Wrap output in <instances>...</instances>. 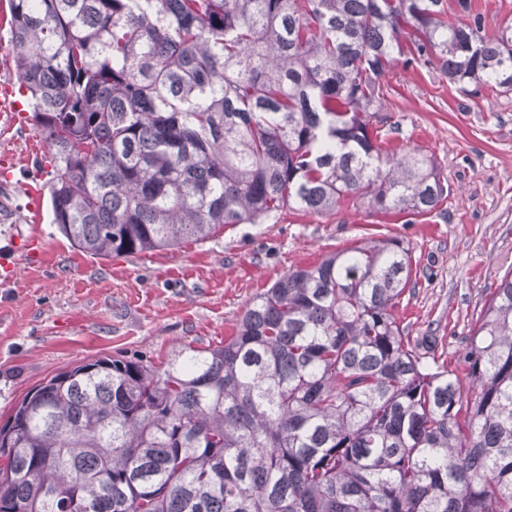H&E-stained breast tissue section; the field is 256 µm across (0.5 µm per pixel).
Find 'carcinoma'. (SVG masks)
Here are the masks:
<instances>
[{"mask_svg": "<svg viewBox=\"0 0 512 512\" xmlns=\"http://www.w3.org/2000/svg\"><path fill=\"white\" fill-rule=\"evenodd\" d=\"M52 223L134 255L354 194L425 214L448 181L369 133L394 50L512 91V21L471 0H8ZM397 238L288 270L224 345L102 357L0 427V512H512V272L439 362L400 325ZM473 2L474 12L482 17L483 30L489 36L497 33L504 20L512 19V0H473Z\"/></svg>", "mask_w": 512, "mask_h": 512, "instance_id": "1", "label": "carcinoma"}]
</instances>
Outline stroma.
Returning a JSON list of instances; mask_svg holds the SVG:
<instances>
[{"instance_id":"obj_1","label":"stroma","mask_w":512,"mask_h":512,"mask_svg":"<svg viewBox=\"0 0 512 512\" xmlns=\"http://www.w3.org/2000/svg\"><path fill=\"white\" fill-rule=\"evenodd\" d=\"M382 151L420 149L448 179L447 199L424 215L379 213L342 197L328 215L295 207L261 224H227L204 241L137 255L83 254L52 224L47 199L26 187V159L44 144L35 130L0 119V422L26 392L83 361L214 347L233 336L246 304L290 268L363 242L397 238L412 255L410 289L395 315L409 335L438 339L452 359L490 288L512 271V94L470 93L438 67L395 54L382 78Z\"/></svg>"}]
</instances>
